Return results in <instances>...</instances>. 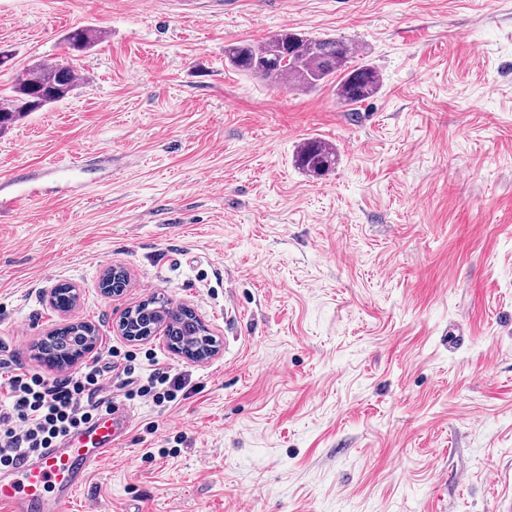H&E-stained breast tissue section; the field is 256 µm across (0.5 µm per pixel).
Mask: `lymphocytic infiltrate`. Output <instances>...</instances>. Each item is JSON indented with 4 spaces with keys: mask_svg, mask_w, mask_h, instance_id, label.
Masks as SVG:
<instances>
[{
    "mask_svg": "<svg viewBox=\"0 0 512 512\" xmlns=\"http://www.w3.org/2000/svg\"><path fill=\"white\" fill-rule=\"evenodd\" d=\"M136 358L131 353L117 357L111 367L99 362L85 364L78 372L45 378L32 368L13 365L10 358L0 357V469L12 467L19 459L67 435L78 424L88 421L93 409L88 400L99 392L112 389L106 373L115 369L133 375ZM186 387L181 375L170 368L157 367L138 381L134 388L124 390L126 399L136 398L167 406L179 398Z\"/></svg>",
    "mask_w": 512,
    "mask_h": 512,
    "instance_id": "1",
    "label": "lymphocytic infiltrate"
}]
</instances>
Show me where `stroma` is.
Returning <instances> with one entry per match:
<instances>
[{
    "mask_svg": "<svg viewBox=\"0 0 512 512\" xmlns=\"http://www.w3.org/2000/svg\"><path fill=\"white\" fill-rule=\"evenodd\" d=\"M102 30L93 73L0 134V184L55 191L0 213V347L65 321L85 360L161 296L223 340L208 361L164 334L137 363L184 375L134 399L126 444L72 512H498L512 493V0H0V50L62 56ZM289 28L356 43L382 88L283 93L225 45ZM333 144L318 179L293 163ZM131 282L103 293L104 272ZM74 286L69 317L46 290ZM103 39L102 33L99 30L90 27H78L72 29L65 35L64 41L71 51H85L92 44H95ZM294 163L307 175L326 176L335 167L336 150L323 140H307L296 150Z\"/></svg>",
    "mask_w": 512,
    "mask_h": 512,
    "instance_id": "obj_1",
    "label": "stroma"
}]
</instances>
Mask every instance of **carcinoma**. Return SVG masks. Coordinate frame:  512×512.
<instances>
[{
	"label": "carcinoma",
	"mask_w": 512,
	"mask_h": 512,
	"mask_svg": "<svg viewBox=\"0 0 512 512\" xmlns=\"http://www.w3.org/2000/svg\"><path fill=\"white\" fill-rule=\"evenodd\" d=\"M103 39L90 27H78L65 35L71 51H85ZM356 52L353 44L330 36L284 29L259 43L230 44L224 57L230 66L262 77L273 84L286 80L308 91L336 84V98L357 105L375 97L382 86L374 67L350 65ZM64 58L27 64L17 69L6 92L0 94V133L33 114L29 102L38 97L47 107L66 99L77 86V66H63ZM295 166L307 175L329 174L336 164V150L329 143L307 140L295 152ZM83 327L72 325L55 330L41 350L42 358H55L87 349Z\"/></svg>",
	"instance_id": "carcinoma-1"
}]
</instances>
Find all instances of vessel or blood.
<instances>
[{"mask_svg": "<svg viewBox=\"0 0 512 512\" xmlns=\"http://www.w3.org/2000/svg\"><path fill=\"white\" fill-rule=\"evenodd\" d=\"M33 199L45 202L49 195L26 186L12 197H1L0 212L22 208ZM133 423L130 409L109 403L53 447L0 471V512H69L92 471L124 444Z\"/></svg>", "mask_w": 512, "mask_h": 512, "instance_id": "obj_1", "label": "vessel or blood"}]
</instances>
